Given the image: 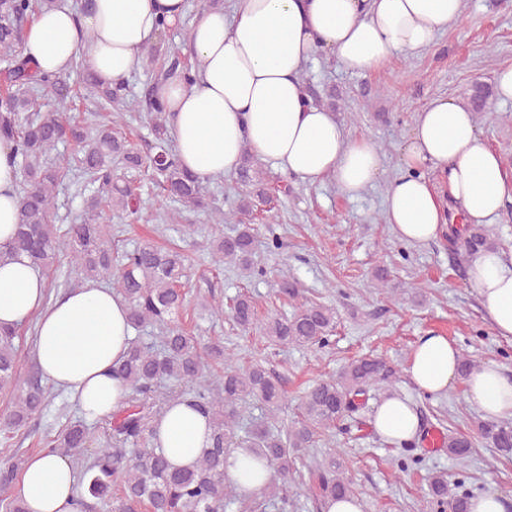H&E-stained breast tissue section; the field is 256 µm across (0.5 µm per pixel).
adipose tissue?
Returning <instances> with one entry per match:
<instances>
[{
	"label": "adipose tissue",
	"instance_id": "1",
	"mask_svg": "<svg viewBox=\"0 0 512 512\" xmlns=\"http://www.w3.org/2000/svg\"><path fill=\"white\" fill-rule=\"evenodd\" d=\"M463 0H234L232 14L200 8L191 22L196 78L162 81L157 95L183 167L199 180L236 173L243 153L309 184L332 180L348 198L380 176L384 155L372 141L349 134L335 114L312 104L302 77L319 51L350 72L382 68L402 53L428 48L457 21ZM185 0H92L75 15L66 4L39 12L23 31L22 48L45 73H65L77 58L101 85L125 80L159 38V20L177 26ZM401 173L390 181L385 221L408 243H425L454 224H489L512 199L501 153L488 149L476 117L462 103L437 98L418 113L402 147ZM443 169L446 191L427 178ZM20 171L10 145L0 143V248L19 222ZM468 278L497 335L512 336V252L475 255ZM47 282L27 258L0 259V325L36 321L35 353L43 377L68 394L87 419L110 416L127 393L112 367L126 353L132 328L122 297L84 282L47 301ZM460 353L447 337L420 338L405 371L420 394L447 393ZM466 393L486 418L512 417V376L495 363L480 365ZM373 426L386 439H410L419 419L410 400L384 399ZM207 419L175 403L157 425V441L172 464L192 465L208 447ZM226 473L251 495L272 479L271 469L237 451ZM77 474L59 454L31 455L12 491L27 512H80Z\"/></svg>",
	"mask_w": 512,
	"mask_h": 512
}]
</instances>
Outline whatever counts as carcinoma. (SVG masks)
<instances>
[{
  "instance_id": "obj_1",
  "label": "carcinoma",
  "mask_w": 512,
  "mask_h": 512,
  "mask_svg": "<svg viewBox=\"0 0 512 512\" xmlns=\"http://www.w3.org/2000/svg\"><path fill=\"white\" fill-rule=\"evenodd\" d=\"M56 0H0V139L12 146L21 176L22 208L19 223L7 253H24L32 265L51 270L61 250H66L74 273L83 280L107 282L128 305L129 322L138 330L153 325L161 330L154 343L131 342L126 356L112 373L124 380L125 401L104 422L99 436L85 421L69 422L46 439L44 450L81 456L97 445L80 470L78 492L82 512H93L100 502H112V512H226L235 505L240 512H266L277 503L288 509V497L267 485L255 496H241L225 476V456L236 448H248L283 479L296 473L300 452L311 448L318 435L349 428V420L364 407L369 392L395 382L396 366L377 354L352 360L336 376L314 385L301 404V421L283 431L275 424L285 393L278 381L259 364L236 365L224 343H203L178 324L184 306L181 291L189 280L186 257L174 249H162L151 242L122 251L119 260L112 252V225L103 223L106 213L133 214L138 198L125 179V171L141 167L151 171L156 186L175 207L170 220L185 211L206 209L204 188L187 173L169 146L164 106L148 87L141 100L124 93L123 85L101 86L92 73L84 77L89 92L98 95L107 117L89 131L68 113L69 88L57 75L39 74L22 51V33L32 16L53 7ZM179 73L188 81L193 73L181 66L180 57L166 54L159 67L162 79ZM147 110L153 115L154 139L146 154L135 149L116 127L128 112ZM61 142L78 149L80 177L92 186L79 223L56 224V197L64 177L60 163L48 156ZM241 190L235 209L215 208L209 214L215 224H233L229 234L220 233L211 243L216 265H237L247 277L261 276L252 260L255 228L241 220L266 202L267 173L253 156L244 153L237 172ZM452 246L473 254L498 248L483 224L465 225L449 239ZM210 315L229 314L243 330L252 328L256 310L252 298L239 294L229 303L213 300L206 306ZM336 326L335 308L306 298L295 303L291 314L270 319L265 335L276 345L314 347L327 342ZM20 327L0 331V393L11 398V409L0 416V434H10L39 413L49 390L35 372L20 381L17 371L16 340ZM174 380L187 386L177 394L161 388ZM187 398L207 415L212 429L211 444L196 465L171 466L154 444L153 422L176 398ZM247 398L262 404L264 412L252 421L248 435L239 439L233 427L240 418L239 404ZM478 436L498 451L512 453V418L478 425ZM448 454L463 458L474 445L465 434H448L442 440ZM19 463L0 467V512H26L23 502L10 494ZM461 483L448 484L447 474L436 471L427 479L426 496L436 512H469L471 493ZM307 494L319 508L329 499H349L355 490L345 473L338 451L327 454L311 472Z\"/></svg>"
}]
</instances>
